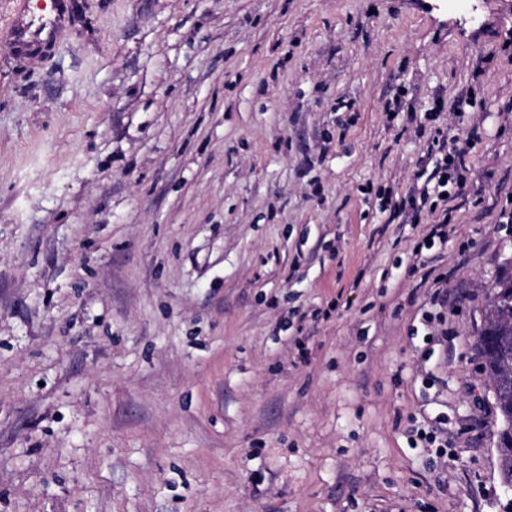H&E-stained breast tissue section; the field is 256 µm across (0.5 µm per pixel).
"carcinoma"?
I'll return each mask as SVG.
<instances>
[{
	"instance_id": "obj_1",
	"label": "carcinoma",
	"mask_w": 512,
	"mask_h": 512,
	"mask_svg": "<svg viewBox=\"0 0 512 512\" xmlns=\"http://www.w3.org/2000/svg\"><path fill=\"white\" fill-rule=\"evenodd\" d=\"M480 335L483 367L491 386L507 401L512 398V376L503 367L512 362V270L505 271L492 286Z\"/></svg>"
}]
</instances>
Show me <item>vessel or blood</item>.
Wrapping results in <instances>:
<instances>
[{"label": "vessel or blood", "mask_w": 512, "mask_h": 512, "mask_svg": "<svg viewBox=\"0 0 512 512\" xmlns=\"http://www.w3.org/2000/svg\"><path fill=\"white\" fill-rule=\"evenodd\" d=\"M69 14L70 0H44L36 11L31 8V0H20L6 35L0 41L17 57H33L39 46L59 43Z\"/></svg>", "instance_id": "vessel-or-blood-1"}]
</instances>
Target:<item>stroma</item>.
Listing matches in <instances>:
<instances>
[{
    "mask_svg": "<svg viewBox=\"0 0 512 512\" xmlns=\"http://www.w3.org/2000/svg\"><path fill=\"white\" fill-rule=\"evenodd\" d=\"M72 2L0 45V512H504L512 0ZM35 14L30 0H20L6 35L4 45L19 58H36L35 50L42 44L57 45L69 18L70 0H44ZM465 151L460 147L456 146V142L453 137H450L448 128L444 129L436 127L431 134L430 144L428 146L427 163L420 169L416 174L417 181L421 179L427 172V166L432 163L433 170L428 177L430 181L437 178V186L434 189H438L437 198L440 201L447 202L450 197L445 190H439L448 186V170H457L462 167L464 163ZM428 184L429 182H426L418 195H416V190L414 189L402 203V209L403 207L406 208L408 205L415 219H418L424 210H427L428 214L435 218L432 222H429L426 234L423 236L421 242L416 245L417 249L420 250L423 247H432L436 239H438L440 243H445L448 240V209H443L440 215L434 216L437 211L438 203L437 201H433L428 205L430 199ZM428 241H431V244H428ZM480 336L483 367L491 388L496 387L507 402L512 397V378L503 367L512 361V269L505 270L492 286Z\"/></svg>",
    "mask_w": 512,
    "mask_h": 512,
    "instance_id": "stroma-1",
    "label": "stroma"
}]
</instances>
